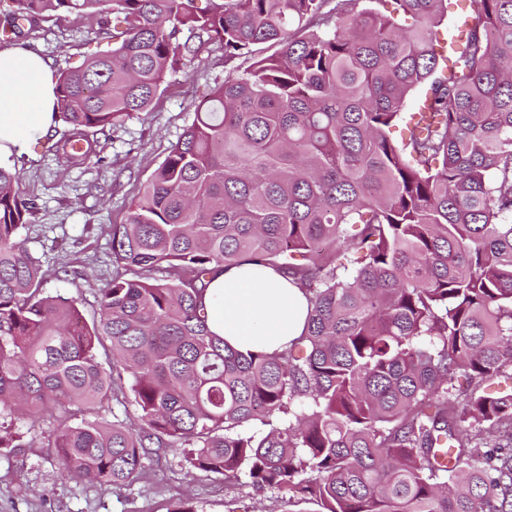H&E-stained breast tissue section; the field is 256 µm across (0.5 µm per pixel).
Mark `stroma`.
<instances>
[{
    "instance_id": "1",
    "label": "stroma",
    "mask_w": 512,
    "mask_h": 512,
    "mask_svg": "<svg viewBox=\"0 0 512 512\" xmlns=\"http://www.w3.org/2000/svg\"><path fill=\"white\" fill-rule=\"evenodd\" d=\"M91 21L55 15L23 35L19 43L49 59L53 70L80 66L101 46ZM224 80V49L209 45L168 79L151 111L126 119L100 156L72 166L57 150L65 128L56 124L29 153L11 157L21 176L22 197L37 210L21 235L38 258L48 293L74 300L84 319L97 313L98 290L120 274L112 262L111 227L124 223L128 206L168 150L191 125V105ZM33 445L0 450V512H169L190 503L196 512H315L312 503H292L280 494L258 495L225 483L223 476L189 469L175 451L145 460L142 480L101 488L67 477L44 447L40 427Z\"/></svg>"
}]
</instances>
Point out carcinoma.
I'll list each match as a JSON object with an SVG mask.
<instances>
[{
  "label": "carcinoma",
  "instance_id": "cac0c4a2",
  "mask_svg": "<svg viewBox=\"0 0 512 512\" xmlns=\"http://www.w3.org/2000/svg\"><path fill=\"white\" fill-rule=\"evenodd\" d=\"M13 2L1 41L67 13L112 44L55 75L72 165L206 45L225 76L112 225L134 277L90 324L42 288L20 237L36 204L0 166V448L38 416L100 486L181 448L318 512H512V0H470L444 42L448 0ZM242 264L308 298L280 352L207 324L211 277ZM120 395L138 428L102 416Z\"/></svg>",
  "mask_w": 512,
  "mask_h": 512
}]
</instances>
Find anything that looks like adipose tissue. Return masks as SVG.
I'll list each match as a JSON object with an SVG mask.
<instances>
[{"mask_svg":"<svg viewBox=\"0 0 512 512\" xmlns=\"http://www.w3.org/2000/svg\"><path fill=\"white\" fill-rule=\"evenodd\" d=\"M54 72L40 55L0 50V161L25 153L54 124ZM212 332L246 352L281 351L302 333L304 291L272 268L241 265L218 273L205 296Z\"/></svg>","mask_w":512,"mask_h":512,"instance_id":"ef3b65f1","label":"adipose tissue"}]
</instances>
